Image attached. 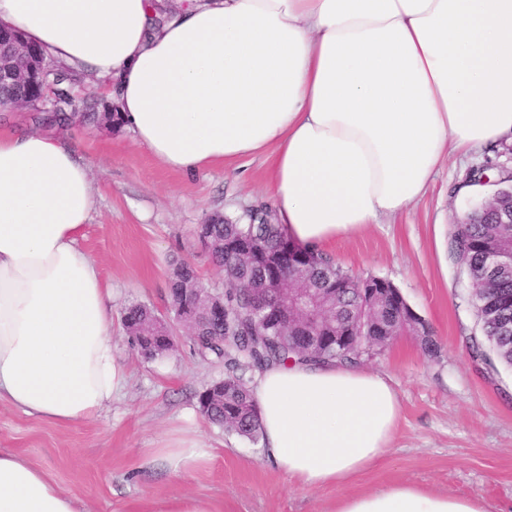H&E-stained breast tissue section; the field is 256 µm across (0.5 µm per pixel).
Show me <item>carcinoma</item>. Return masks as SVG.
Returning <instances> with one entry per match:
<instances>
[{
	"mask_svg": "<svg viewBox=\"0 0 512 512\" xmlns=\"http://www.w3.org/2000/svg\"><path fill=\"white\" fill-rule=\"evenodd\" d=\"M498 214L497 210L481 208L463 219L451 236L449 253L467 270L478 289L473 302L485 339L501 361L511 364L512 330L505 335L501 327L505 323L512 327V278L496 282L485 277L487 250L512 242V224L497 223ZM209 230L212 262L224 270L228 285L224 289V317L202 324L198 335L189 340L194 354L224 361L221 387L200 392L198 405L211 423L227 433L252 443L261 436L259 409L248 380L240 373L242 368L260 373L293 358L355 366L365 357V350L388 344L396 338L400 324L410 319L404 303L390 294L373 323L359 330L344 348L337 340L347 323L343 314L315 320L296 335L287 333L260 318L251 302L250 289L280 284L286 278L293 281V287L312 288L317 294L341 288V307L346 310L360 306L357 281L316 247H305L302 258L288 254L282 250L288 236L280 225L259 222L252 215L226 216L223 223L209 225ZM196 279L192 262H175L168 288L169 306L195 309L196 301L184 292V287ZM154 314L156 311L144 304L131 305L124 313L126 332L145 333L132 338V344L152 359L172 351L160 337L147 335Z\"/></svg>",
	"mask_w": 512,
	"mask_h": 512,
	"instance_id": "cac0c4a2",
	"label": "carcinoma"
}]
</instances>
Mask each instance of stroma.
Masks as SVG:
<instances>
[{
  "mask_svg": "<svg viewBox=\"0 0 512 512\" xmlns=\"http://www.w3.org/2000/svg\"><path fill=\"white\" fill-rule=\"evenodd\" d=\"M52 110L46 104L0 111V132L58 134L90 168L96 206L80 246L112 290V352L129 378L110 405L79 424L50 423L0 404V450L23 455L89 512H150L153 502L182 493L208 498L215 512H331L336 488L293 485L261 445L224 432L201 413L197 395L223 379V361L199 358L185 335L168 356L145 359L122 324L134 303L165 310L175 260L194 262L211 291L224 290V274L211 265L197 227L270 203L265 158L187 174L160 164L129 131L62 123ZM510 165L512 145L505 141L451 156L417 205L322 246L352 275L390 280L438 345L430 353L416 337L401 336L363 361V369L396 389L400 419L387 457L350 492L404 481L477 494L494 512H512V369L471 358L472 341L482 338L472 279L448 257L456 224L476 204L456 194V186L472 169ZM180 433L209 448L205 467L176 476L145 465L144 449Z\"/></svg>",
  "mask_w": 512,
  "mask_h": 512,
  "instance_id": "1",
  "label": "stroma"
}]
</instances>
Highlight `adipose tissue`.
I'll return each mask as SVG.
<instances>
[{
    "label": "adipose tissue",
    "mask_w": 512,
    "mask_h": 512,
    "mask_svg": "<svg viewBox=\"0 0 512 512\" xmlns=\"http://www.w3.org/2000/svg\"><path fill=\"white\" fill-rule=\"evenodd\" d=\"M0 0V26L107 80L119 125L168 168L245 156L272 169L279 224L301 245L418 203L449 150L512 134V0ZM95 206L76 149L0 134V402L51 423L96 416L126 383L112 306L79 244ZM268 461L334 512H491L407 482L345 493L388 453L400 415L382 376L290 362L253 391ZM174 474L198 439L145 451ZM0 512H83L23 456L0 451Z\"/></svg>",
    "instance_id": "adipose-tissue-1"
}]
</instances>
